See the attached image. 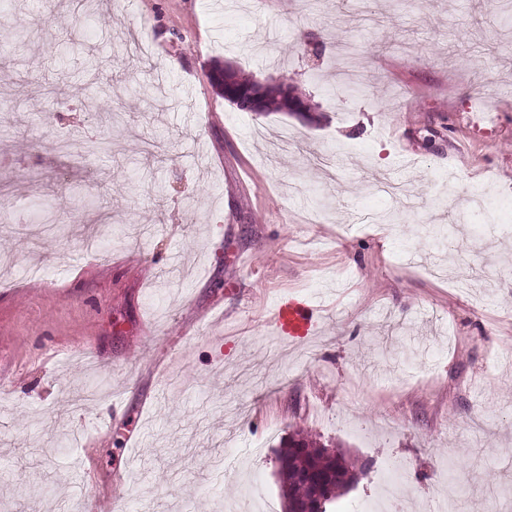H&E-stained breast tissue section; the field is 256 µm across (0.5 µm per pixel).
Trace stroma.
I'll return each mask as SVG.
<instances>
[{"instance_id": "35a3bbf8", "label": "stroma", "mask_w": 512, "mask_h": 512, "mask_svg": "<svg viewBox=\"0 0 512 512\" xmlns=\"http://www.w3.org/2000/svg\"><path fill=\"white\" fill-rule=\"evenodd\" d=\"M227 60L310 111L237 110ZM0 216V512L278 510L296 428L367 466L332 512L403 459L407 512H512L498 0H10ZM312 306L306 299L284 295L279 298L275 312V322L284 335L303 336L313 326Z\"/></svg>"}]
</instances>
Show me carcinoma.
<instances>
[{"mask_svg": "<svg viewBox=\"0 0 512 512\" xmlns=\"http://www.w3.org/2000/svg\"><path fill=\"white\" fill-rule=\"evenodd\" d=\"M287 512H327L356 480L354 464L300 429L277 453Z\"/></svg>", "mask_w": 512, "mask_h": 512, "instance_id": "obj_1", "label": "carcinoma"}]
</instances>
